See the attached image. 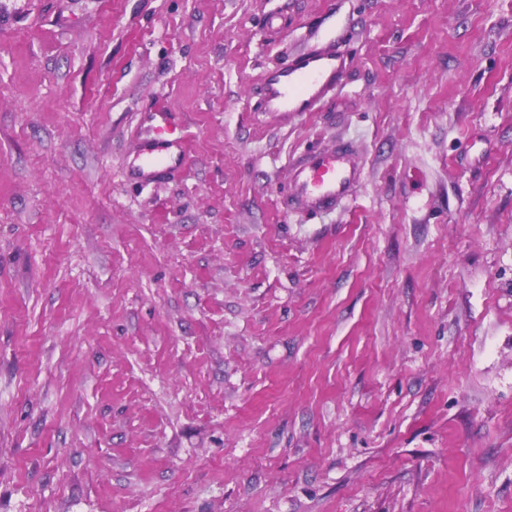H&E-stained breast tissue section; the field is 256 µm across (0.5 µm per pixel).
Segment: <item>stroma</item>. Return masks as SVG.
I'll return each mask as SVG.
<instances>
[{
    "instance_id": "1",
    "label": "stroma",
    "mask_w": 512,
    "mask_h": 512,
    "mask_svg": "<svg viewBox=\"0 0 512 512\" xmlns=\"http://www.w3.org/2000/svg\"><path fill=\"white\" fill-rule=\"evenodd\" d=\"M339 141L353 201L283 211ZM0 512H512V0H6ZM349 62L347 50L324 42L296 52L264 76L259 108L262 112H316L344 82ZM139 157L140 164L133 170L131 178L143 184L150 182L161 171L180 165L184 160L178 143L168 138L162 130L156 131L152 138L140 145Z\"/></svg>"
}]
</instances>
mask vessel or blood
Instances as JSON below:
<instances>
[{
	"mask_svg": "<svg viewBox=\"0 0 512 512\" xmlns=\"http://www.w3.org/2000/svg\"><path fill=\"white\" fill-rule=\"evenodd\" d=\"M348 62L347 50L333 39L290 55L285 64L266 72L261 111H316L341 88ZM139 157L131 177L143 184L184 160L178 143L161 131L141 144ZM362 178L363 165L348 144L311 150L289 161L288 185L279 195L280 204L307 214L328 213L352 200Z\"/></svg>",
	"mask_w": 512,
	"mask_h": 512,
	"instance_id": "b4317fda",
	"label": "vessel or blood"
}]
</instances>
